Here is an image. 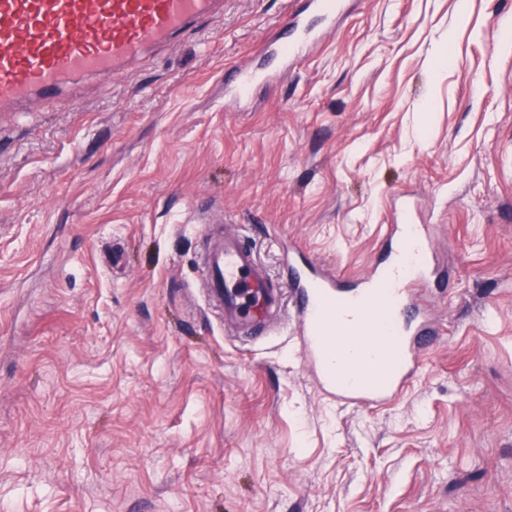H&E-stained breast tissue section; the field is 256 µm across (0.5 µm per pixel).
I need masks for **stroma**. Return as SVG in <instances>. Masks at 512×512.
Returning <instances> with one entry per match:
<instances>
[{
    "instance_id": "stroma-1",
    "label": "stroma",
    "mask_w": 512,
    "mask_h": 512,
    "mask_svg": "<svg viewBox=\"0 0 512 512\" xmlns=\"http://www.w3.org/2000/svg\"><path fill=\"white\" fill-rule=\"evenodd\" d=\"M289 3L0 112V512H512V0H351L231 102ZM405 198L441 334L393 405L323 395L293 316L225 334L199 200L274 274L291 239L351 287ZM232 91L240 101H246L253 95L254 90L270 79L269 75L259 73L247 64L236 65L232 70Z\"/></svg>"
}]
</instances>
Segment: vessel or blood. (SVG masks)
Listing matches in <instances>:
<instances>
[{"label":"vessel or blood","instance_id":"obj_1","mask_svg":"<svg viewBox=\"0 0 512 512\" xmlns=\"http://www.w3.org/2000/svg\"><path fill=\"white\" fill-rule=\"evenodd\" d=\"M223 12L224 0H0V112L64 91L79 95L81 79L123 73L146 52L177 44ZM282 32L275 46L286 69L320 41L297 14L286 18ZM232 74L241 101L268 80L246 64ZM203 236L208 297L225 329L263 340L293 307L300 356L337 404L391 405L421 371L423 349L437 334L415 292L437 265L427 225L409 218L389 225L386 259L354 289L324 265L300 264L291 248L285 277H274L253 248L217 220H207ZM366 325L377 343L335 362L344 338Z\"/></svg>","mask_w":512,"mask_h":512}]
</instances>
